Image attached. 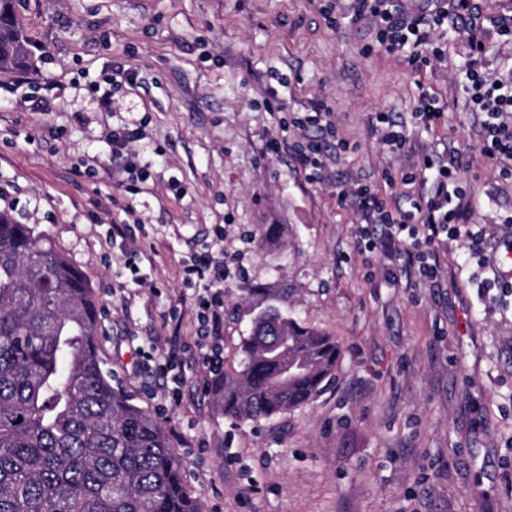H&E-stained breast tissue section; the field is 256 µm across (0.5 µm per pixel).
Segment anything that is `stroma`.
I'll return each instance as SVG.
<instances>
[{
  "label": "stroma",
  "mask_w": 512,
  "mask_h": 512,
  "mask_svg": "<svg viewBox=\"0 0 512 512\" xmlns=\"http://www.w3.org/2000/svg\"><path fill=\"white\" fill-rule=\"evenodd\" d=\"M319 6L19 0L34 64L0 70V210L87 278L112 384L162 425L203 512H512V302L482 297L460 239L437 287L386 280L397 257L360 249L362 216L338 201L358 182L389 193L422 151H456L468 222L489 228L487 254L512 279V180L482 155L465 104L467 35L449 28L446 59L418 70L365 53L368 26L329 29ZM116 68L133 79L105 110L92 86ZM273 73L287 79L282 112L264 104ZM423 89L444 108L429 127L411 117ZM317 102L350 148L312 184L268 145ZM379 111L406 122L405 148L383 144ZM124 124L149 174L133 192L109 139ZM205 246L225 256V369L269 306L336 339L335 379L307 404L239 421L197 384L205 291L183 267Z\"/></svg>",
  "instance_id": "obj_1"
}]
</instances>
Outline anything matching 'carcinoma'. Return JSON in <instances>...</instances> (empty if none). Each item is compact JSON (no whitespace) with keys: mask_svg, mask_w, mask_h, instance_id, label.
<instances>
[{"mask_svg":"<svg viewBox=\"0 0 512 512\" xmlns=\"http://www.w3.org/2000/svg\"><path fill=\"white\" fill-rule=\"evenodd\" d=\"M27 44L15 0H0V69L28 66ZM96 332L83 273L0 214V512H202L161 425L112 386ZM339 355L334 337L268 309L216 396L228 416L272 420L321 393Z\"/></svg>","mask_w":512,"mask_h":512,"instance_id":"carcinoma-1","label":"carcinoma"}]
</instances>
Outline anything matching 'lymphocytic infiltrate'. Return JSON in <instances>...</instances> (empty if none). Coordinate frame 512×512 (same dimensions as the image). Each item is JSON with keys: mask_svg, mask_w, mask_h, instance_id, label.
<instances>
[{"mask_svg": "<svg viewBox=\"0 0 512 512\" xmlns=\"http://www.w3.org/2000/svg\"><path fill=\"white\" fill-rule=\"evenodd\" d=\"M320 13L334 30L345 23L369 21L379 53L407 59L419 69L431 60L444 59L445 51L438 39L448 20H456L470 34L471 64L464 91L471 110L482 116L481 152L500 164L504 178H512V82L490 78L481 70L479 62L486 53L484 26L471 0H428L423 6L408 5L404 0H322ZM288 126L299 133L293 147L306 178L321 180L336 150L346 146L331 119L330 108L323 103L312 104L310 110L294 113ZM312 127L318 129V136H307V129ZM458 168L455 154L422 153L415 169L404 174L401 182L427 184L431 190L417 195L407 209L388 202L368 184L356 183L350 195L367 219L360 230V246L370 250L380 245L404 246L408 262L416 267L423 284L435 282L438 277L440 246L459 235H466L473 255H481L485 228L461 229L471 196L459 184Z\"/></svg>", "mask_w": 512, "mask_h": 512, "instance_id": "lymphocytic-infiltrate-1", "label": "lymphocytic infiltrate"}]
</instances>
